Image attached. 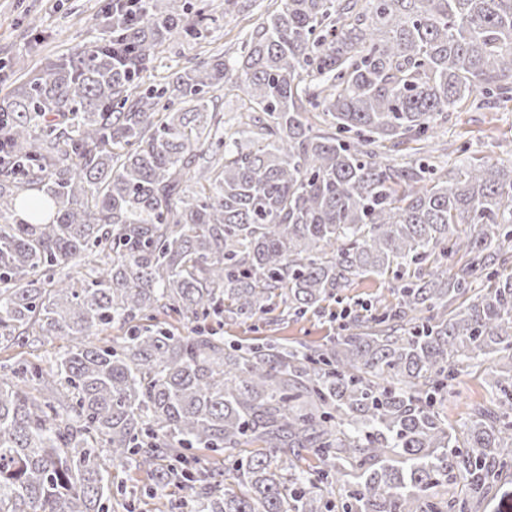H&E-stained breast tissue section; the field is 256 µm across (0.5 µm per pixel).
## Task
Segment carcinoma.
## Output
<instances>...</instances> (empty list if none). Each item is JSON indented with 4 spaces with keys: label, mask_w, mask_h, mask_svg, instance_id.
<instances>
[{
    "label": "carcinoma",
    "mask_w": 512,
    "mask_h": 512,
    "mask_svg": "<svg viewBox=\"0 0 512 512\" xmlns=\"http://www.w3.org/2000/svg\"><path fill=\"white\" fill-rule=\"evenodd\" d=\"M188 11L111 4L93 56L11 59L0 347L64 345L0 365V512H112L132 468L193 512H330L323 486L342 512H476L512 477V166L380 144L433 138L477 91L512 101V0H279L234 60L143 87ZM389 273L396 303L321 346L224 342L226 318ZM480 356L491 400L451 425Z\"/></svg>",
    "instance_id": "carcinoma-1"
}]
</instances>
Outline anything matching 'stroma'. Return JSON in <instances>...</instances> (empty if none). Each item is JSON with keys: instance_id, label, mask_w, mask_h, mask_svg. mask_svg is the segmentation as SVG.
<instances>
[{"instance_id": "1", "label": "stroma", "mask_w": 512, "mask_h": 512, "mask_svg": "<svg viewBox=\"0 0 512 512\" xmlns=\"http://www.w3.org/2000/svg\"><path fill=\"white\" fill-rule=\"evenodd\" d=\"M108 0H0V98L18 82L9 68L18 52L31 54L34 65L45 57L76 54L95 38L91 18L104 10ZM188 21L198 31L197 39L178 38L167 43L155 63L149 79L162 81L174 66L214 56L237 54L242 41L272 11L271 0H251L250 7L240 8L227 0H190ZM439 137L433 147L420 142L386 146L383 153L390 163L406 166L426 159L447 169L468 158L512 161V101L493 109L485 108L481 99L472 98L458 111L438 122ZM390 278L359 277L334 299L325 302L320 314H306L270 325L260 318L225 321L224 339L235 343H252L271 337L286 344L316 345L328 341L338 332L343 305L355 301L381 308L394 303ZM489 378L481 367L468 369L460 376L458 394L448 402V419L461 424L470 405L487 402L491 396ZM150 477L139 470L112 474L113 512H190L191 503L178 490L164 498L149 494Z\"/></svg>"}]
</instances>
